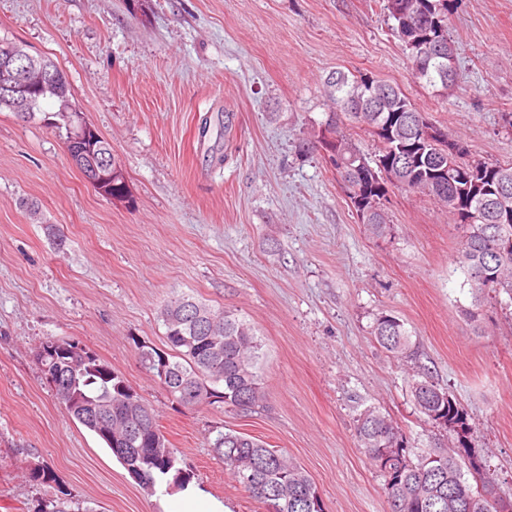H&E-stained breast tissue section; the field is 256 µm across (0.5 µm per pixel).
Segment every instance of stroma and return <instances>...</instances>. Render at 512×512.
I'll list each match as a JSON object with an SVG mask.
<instances>
[{
	"mask_svg": "<svg viewBox=\"0 0 512 512\" xmlns=\"http://www.w3.org/2000/svg\"><path fill=\"white\" fill-rule=\"evenodd\" d=\"M448 32L444 94L416 79L381 0H0V36L59 64L129 189L103 197L57 129L0 112V512H164L169 497L61 408L33 360L49 338L124 376L194 485L231 512L264 507L213 451L230 429L300 463L327 512H388L355 421L372 406L418 451L447 447L413 404L415 365L467 412L512 499V309L488 300L469 319L463 231L431 197L389 187L376 233L304 146L329 111L324 78L360 71L397 85L470 159L512 162V0H457ZM182 293L255 326L264 411L182 409L141 367L136 340L163 346L158 310ZM382 313L404 322L412 361L375 343ZM40 463L55 481L32 480Z\"/></svg>",
	"mask_w": 512,
	"mask_h": 512,
	"instance_id": "35a3bbf8",
	"label": "stroma"
}]
</instances>
